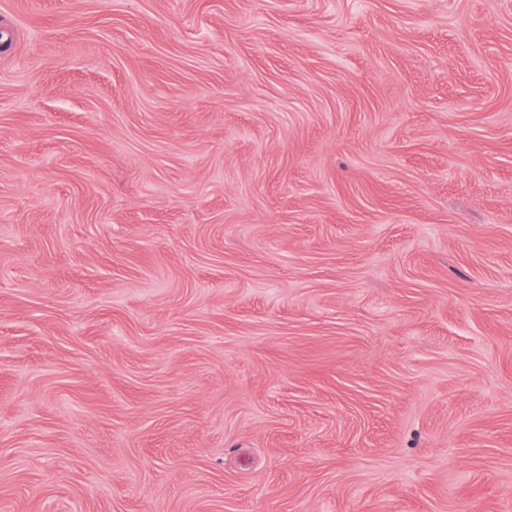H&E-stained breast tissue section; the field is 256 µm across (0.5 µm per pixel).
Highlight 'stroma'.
<instances>
[{
  "label": "stroma",
  "instance_id": "1",
  "mask_svg": "<svg viewBox=\"0 0 512 512\" xmlns=\"http://www.w3.org/2000/svg\"><path fill=\"white\" fill-rule=\"evenodd\" d=\"M0 512H512V0H0Z\"/></svg>",
  "mask_w": 512,
  "mask_h": 512
}]
</instances>
